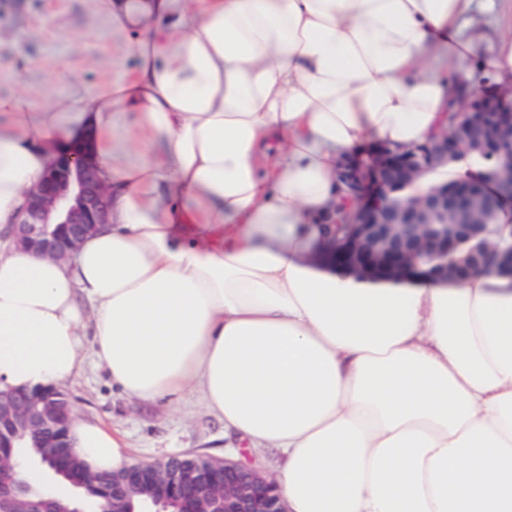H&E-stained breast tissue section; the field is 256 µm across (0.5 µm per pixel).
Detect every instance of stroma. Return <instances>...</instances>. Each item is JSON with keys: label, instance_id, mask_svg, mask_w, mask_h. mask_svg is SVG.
I'll use <instances>...</instances> for the list:
<instances>
[{"label": "stroma", "instance_id": "1", "mask_svg": "<svg viewBox=\"0 0 512 512\" xmlns=\"http://www.w3.org/2000/svg\"><path fill=\"white\" fill-rule=\"evenodd\" d=\"M130 67L124 45L91 12L88 0H0V97L25 91L42 101L74 81L120 79ZM61 389L75 414L121 430L133 461L193 451L225 455L224 429L203 406L177 409L165 399L130 398L94 361Z\"/></svg>", "mask_w": 512, "mask_h": 512}]
</instances>
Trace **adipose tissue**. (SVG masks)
<instances>
[{"label": "adipose tissue", "instance_id": "obj_1", "mask_svg": "<svg viewBox=\"0 0 512 512\" xmlns=\"http://www.w3.org/2000/svg\"><path fill=\"white\" fill-rule=\"evenodd\" d=\"M89 5L133 65L44 105L0 98V227L86 131L109 221L66 260L0 248V391L90 357L127 396L199 402L279 451L287 512H512V277L320 260L340 164L405 152L471 84L506 86L512 40L481 50L477 0ZM71 440L91 473L130 461L103 423Z\"/></svg>", "mask_w": 512, "mask_h": 512}]
</instances>
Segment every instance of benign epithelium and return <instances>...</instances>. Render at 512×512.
I'll use <instances>...</instances> for the list:
<instances>
[{
  "label": "benign epithelium",
  "instance_id": "7a95c632",
  "mask_svg": "<svg viewBox=\"0 0 512 512\" xmlns=\"http://www.w3.org/2000/svg\"><path fill=\"white\" fill-rule=\"evenodd\" d=\"M462 151L493 162L494 191L473 178L450 186L428 182V176ZM422 193L394 204L391 196L423 182ZM341 195L326 215L327 224H346L350 232L333 240L322 255L332 267L359 276L406 279L428 275L462 282L487 268L512 275V246L490 241L487 212L512 200V102L473 92L451 130L396 156L378 147L367 158L343 168ZM108 189L98 173L93 135L66 146L40 186L30 192L25 218L17 228L19 243L55 259H66L98 224L107 223ZM464 241L477 243L465 257H456ZM36 418L50 431L68 422L65 409L47 390L0 392V458L26 436L23 424ZM199 454L169 456L154 463H136L112 475V481L135 493L145 485L155 493L135 508L133 499L112 496V502L76 500L68 512H178L186 492L207 495L216 484L223 497L211 512H286L274 480L259 469L229 457H211L204 467ZM31 486L0 467V512H13L18 494Z\"/></svg>",
  "mask_w": 512,
  "mask_h": 512
}]
</instances>
